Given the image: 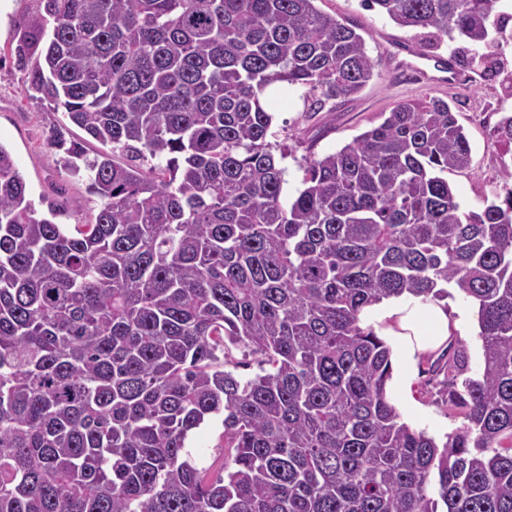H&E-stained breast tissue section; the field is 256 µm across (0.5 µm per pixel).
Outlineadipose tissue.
<instances>
[{
    "mask_svg": "<svg viewBox=\"0 0 512 512\" xmlns=\"http://www.w3.org/2000/svg\"><path fill=\"white\" fill-rule=\"evenodd\" d=\"M363 326L390 341L397 359L413 364L418 355L446 345L449 338L464 334L468 312L445 300H422L411 296L391 297L365 308Z\"/></svg>",
    "mask_w": 512,
    "mask_h": 512,
    "instance_id": "1",
    "label": "adipose tissue"
}]
</instances>
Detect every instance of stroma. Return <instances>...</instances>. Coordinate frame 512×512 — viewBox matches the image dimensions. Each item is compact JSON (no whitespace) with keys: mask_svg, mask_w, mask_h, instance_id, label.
Listing matches in <instances>:
<instances>
[{"mask_svg":"<svg viewBox=\"0 0 512 512\" xmlns=\"http://www.w3.org/2000/svg\"><path fill=\"white\" fill-rule=\"evenodd\" d=\"M317 6L362 34L377 66L374 78L357 96L326 102L317 113L306 110L301 91L276 98L270 142L288 148L282 161L287 170L285 197L293 198L301 189L308 159L340 149L381 123L399 101L423 94L448 101L463 127L471 146L470 165L449 172L448 182L464 211L482 210L491 187L500 180L502 149L494 127L502 116L512 113V82L507 79L512 71V24L495 49V68L481 73L471 62L481 48L471 42L440 41L428 31L399 26L379 10L363 7L361 0H318ZM41 7V0H0V144L11 152L40 215H47L48 202L56 201L62 206L56 223L90 224L99 202L83 177L64 169L63 153L49 144L48 135L50 129L61 128L66 140L81 143L90 155L100 145L67 123L62 113L30 97L13 54L23 20ZM407 46L428 57L452 59L456 71L465 74V82L429 81L410 66L409 54L403 52ZM440 355L436 349L419 356L409 375L411 404L401 407L400 413L412 427L442 441L461 426L462 419L448 409L445 376L435 377L429 371ZM223 443L224 425L218 417L187 441L192 460L206 468L208 477H216L224 467Z\"/></svg>","mask_w":512,"mask_h":512,"instance_id":"35a3bbf8","label":"stroma"}]
</instances>
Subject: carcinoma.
Instances as JSON below:
<instances>
[{
    "instance_id": "carcinoma-1",
    "label": "carcinoma",
    "mask_w": 512,
    "mask_h": 512,
    "mask_svg": "<svg viewBox=\"0 0 512 512\" xmlns=\"http://www.w3.org/2000/svg\"><path fill=\"white\" fill-rule=\"evenodd\" d=\"M317 0H43L15 54L31 97L110 151L51 143L100 207L38 215L0 144V512H512V168L465 212L471 148L418 95L307 162L285 200L274 84L308 110L375 75ZM492 48L504 0H362ZM495 135L512 152V115ZM154 161L144 167L147 160ZM450 285L478 305L483 369L448 342L443 445L387 397L366 306ZM263 356L243 379L230 347ZM223 417L224 474L186 451Z\"/></svg>"
}]
</instances>
